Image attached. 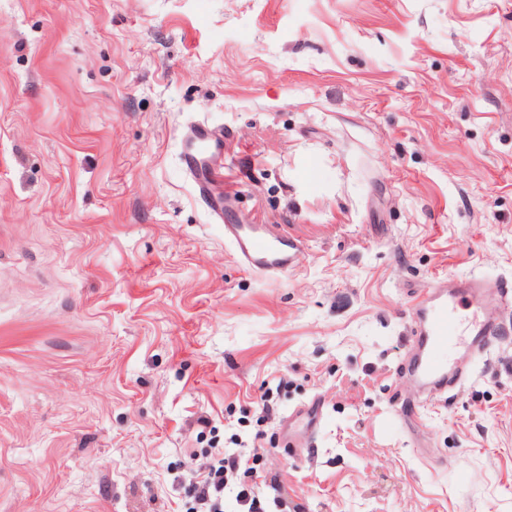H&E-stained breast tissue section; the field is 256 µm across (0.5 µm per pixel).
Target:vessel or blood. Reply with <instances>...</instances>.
I'll use <instances>...</instances> for the list:
<instances>
[{"mask_svg": "<svg viewBox=\"0 0 512 512\" xmlns=\"http://www.w3.org/2000/svg\"><path fill=\"white\" fill-rule=\"evenodd\" d=\"M223 152L222 141L203 121L194 122L183 141L185 170L192 179L198 198L224 220V240L246 270L267 277L291 272L304 251L295 236L279 234L265 224L239 220L230 210L224 195L215 193L211 162ZM489 292L512 294V284L502 279L473 277L440 280L418 296L411 311L413 387L401 396L400 412L419 416L427 404L450 399L461 387L464 375L458 374L449 355L450 347H461L475 356L489 351L501 341L504 317L479 305Z\"/></svg>", "mask_w": 512, "mask_h": 512, "instance_id": "vessel-or-blood-1", "label": "vessel or blood"}]
</instances>
